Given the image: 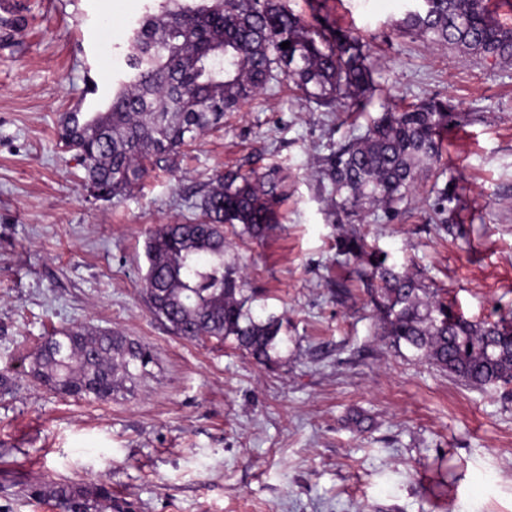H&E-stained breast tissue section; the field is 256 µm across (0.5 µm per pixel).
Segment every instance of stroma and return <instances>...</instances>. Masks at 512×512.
<instances>
[{"label":"stroma","instance_id":"stroma-1","mask_svg":"<svg viewBox=\"0 0 512 512\" xmlns=\"http://www.w3.org/2000/svg\"><path fill=\"white\" fill-rule=\"evenodd\" d=\"M0 34V512H58L29 485L108 482L131 512H512V383L471 386L395 344L338 254L343 230L322 159L367 119L307 101L284 80L121 201L84 187L57 136L62 113L104 107L140 20L158 0H23ZM407 0H325L376 52L372 116L437 97L459 115L440 163L394 213L362 227L474 321L512 311V63L400 33ZM277 168L282 224L231 236L229 259L288 340L259 365L231 342L191 341L141 293L147 232L191 223L227 170ZM459 211L429 220L433 183ZM148 347L147 375L106 401L60 394L30 355L63 327Z\"/></svg>","mask_w":512,"mask_h":512}]
</instances>
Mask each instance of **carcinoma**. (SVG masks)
Wrapping results in <instances>:
<instances>
[{"mask_svg":"<svg viewBox=\"0 0 512 512\" xmlns=\"http://www.w3.org/2000/svg\"><path fill=\"white\" fill-rule=\"evenodd\" d=\"M306 17L285 0H160L135 30L105 109L65 112L58 138L77 151L89 195L120 199L137 188L148 170L171 171L180 149L224 124V117L287 78L306 98L323 105L349 101L351 111L369 110L375 92L371 49L321 13L322 0H308ZM400 21L405 33L433 45L463 47L495 64L512 62V26L486 0H409ZM290 42L287 49L281 48ZM454 115L448 102L430 98L373 119L363 134L325 159L341 221L363 223L372 208L389 211L418 189L421 173L436 164ZM283 178L229 170L216 178L198 208L196 223L161 224L146 242L150 275L143 289L150 311L186 339L231 341L259 364L282 342V321L265 313L247 288L237 263L227 258L224 225L260 240L280 223ZM454 200L436 190L434 218L442 220ZM337 249L366 259L371 301L385 333L436 366L473 385L512 382V315L475 323L458 313L440 288H424L389 262L352 228ZM151 351L124 336L66 328L53 332L31 355L30 373L55 391L110 399L122 382L147 373ZM33 499L48 498L63 512H128L100 480L30 486Z\"/></svg>","mask_w":512,"mask_h":512,"instance_id":"obj_1","label":"carcinoma"}]
</instances>
